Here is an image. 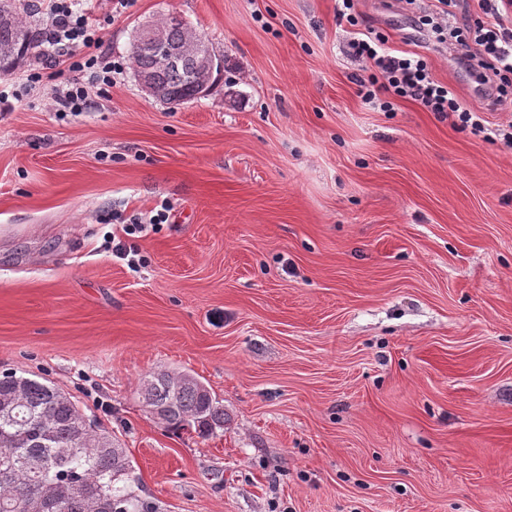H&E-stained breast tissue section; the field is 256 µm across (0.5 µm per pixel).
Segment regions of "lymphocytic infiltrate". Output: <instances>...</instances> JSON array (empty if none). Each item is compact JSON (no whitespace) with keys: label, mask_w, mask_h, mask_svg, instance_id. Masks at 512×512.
Here are the masks:
<instances>
[{"label":"lymphocytic infiltrate","mask_w":512,"mask_h":512,"mask_svg":"<svg viewBox=\"0 0 512 512\" xmlns=\"http://www.w3.org/2000/svg\"><path fill=\"white\" fill-rule=\"evenodd\" d=\"M357 2L338 0L336 19L345 26L342 53L359 66L351 79L366 104L390 112L395 100H410L452 125L492 132L512 148V121L490 128L484 118L512 86V0H480V16L463 27L448 0H404L414 14L421 43L433 42L453 52L477 84L483 95L478 107L464 104L451 85L439 81L425 54L393 48L388 35L363 26ZM41 35L43 45L62 57L73 74L68 89L51 94L57 111L88 109L89 86H112L124 69L104 49L97 24L87 13L74 11L70 0H51Z\"/></svg>","instance_id":"obj_1"}]
</instances>
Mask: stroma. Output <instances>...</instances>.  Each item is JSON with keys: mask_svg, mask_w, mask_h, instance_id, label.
Returning <instances> with one entry per match:
<instances>
[{"mask_svg": "<svg viewBox=\"0 0 512 512\" xmlns=\"http://www.w3.org/2000/svg\"><path fill=\"white\" fill-rule=\"evenodd\" d=\"M104 47L181 14L224 59L170 107L133 69L89 110L0 74V371L48 379L166 512H512V149L411 101L373 110L336 0H78ZM394 44L414 18L359 0ZM435 77L474 104L442 48ZM166 223L112 255L113 217ZM196 374L224 430L144 407Z\"/></svg>", "mask_w": 512, "mask_h": 512, "instance_id": "obj_1", "label": "stroma"}]
</instances>
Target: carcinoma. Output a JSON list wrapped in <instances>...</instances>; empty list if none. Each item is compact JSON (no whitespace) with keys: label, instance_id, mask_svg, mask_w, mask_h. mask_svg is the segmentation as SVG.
Here are the masks:
<instances>
[{"label":"carcinoma","instance_id":"carcinoma-1","mask_svg":"<svg viewBox=\"0 0 512 512\" xmlns=\"http://www.w3.org/2000/svg\"><path fill=\"white\" fill-rule=\"evenodd\" d=\"M34 5L0 0V71L30 58L37 35L21 9ZM164 48L187 53L199 35L178 14L159 23ZM135 75L150 74L162 91L160 102L182 105L202 97L193 62L163 65L158 53L132 44ZM150 394L148 410L172 431L190 428L202 439L224 429V404L196 376L159 370L142 384ZM84 413L71 396L46 379L13 371L0 373V512H163L157 501L132 489V460L112 433L90 420L82 432L88 444L76 448L74 425Z\"/></svg>","mask_w":512,"mask_h":512}]
</instances>
